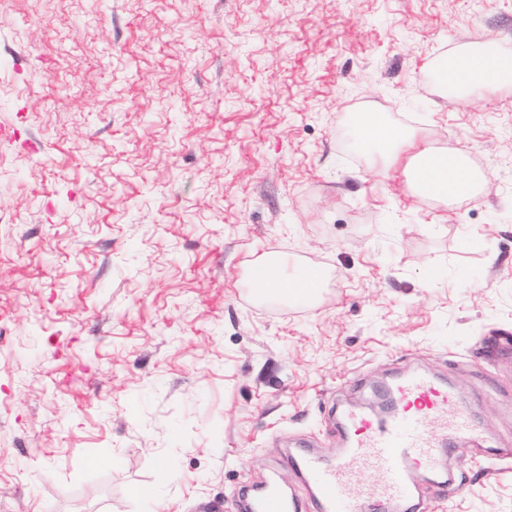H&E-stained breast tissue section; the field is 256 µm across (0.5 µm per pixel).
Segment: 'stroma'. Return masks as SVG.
Masks as SVG:
<instances>
[{
	"mask_svg": "<svg viewBox=\"0 0 512 512\" xmlns=\"http://www.w3.org/2000/svg\"><path fill=\"white\" fill-rule=\"evenodd\" d=\"M512 52V0H0V512H239L307 491L410 370L477 431L426 512H512V84L432 65ZM466 151L485 193L411 195L351 147L364 106ZM266 252L319 269L258 301ZM437 87L446 96L467 99L478 88L512 83V53L489 40L461 43L436 65ZM286 259L279 253H265L251 264L254 270L250 286L265 299H284L291 302L314 300L319 293L320 273L317 269H298L296 274L287 277L284 269Z\"/></svg>",
	"mask_w": 512,
	"mask_h": 512,
	"instance_id": "1",
	"label": "stroma"
}]
</instances>
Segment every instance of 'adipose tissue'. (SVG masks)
<instances>
[{
  "label": "adipose tissue",
  "instance_id": "adipose-tissue-1",
  "mask_svg": "<svg viewBox=\"0 0 512 512\" xmlns=\"http://www.w3.org/2000/svg\"><path fill=\"white\" fill-rule=\"evenodd\" d=\"M437 87L458 99L472 96L476 89L512 83V53L501 51L489 40L461 43L454 53L436 65ZM355 146L390 166L405 160L404 174L411 192L420 198L459 200L487 190L489 180L474 170L468 156L457 146L434 147L421 142L415 132L394 127L384 113H360L353 127ZM286 259L266 253L255 259L250 286L265 299L302 302L315 299L321 276L315 269H300L285 276Z\"/></svg>",
  "mask_w": 512,
  "mask_h": 512
}]
</instances>
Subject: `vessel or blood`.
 <instances>
[{"instance_id":"b4317fda","label":"vessel or blood","mask_w":512,"mask_h":512,"mask_svg":"<svg viewBox=\"0 0 512 512\" xmlns=\"http://www.w3.org/2000/svg\"><path fill=\"white\" fill-rule=\"evenodd\" d=\"M394 406L386 418L347 411L341 416L347 445L333 463L299 448L289 463L310 484L320 512H410L413 477L424 473L445 484L446 457L455 455L450 433H469L473 425L460 407L459 392L423 371L399 375L390 387ZM371 477L363 491H355L358 474ZM255 512H301L299 501L267 488L254 504Z\"/></svg>"}]
</instances>
